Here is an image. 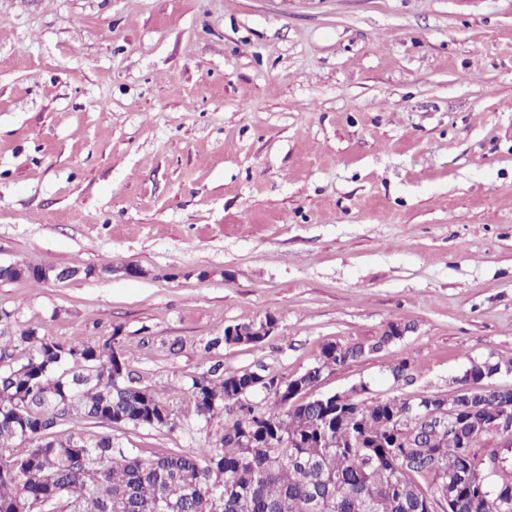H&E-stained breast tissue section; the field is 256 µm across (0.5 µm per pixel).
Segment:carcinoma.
<instances>
[{"instance_id":"obj_1","label":"carcinoma","mask_w":512,"mask_h":512,"mask_svg":"<svg viewBox=\"0 0 512 512\" xmlns=\"http://www.w3.org/2000/svg\"><path fill=\"white\" fill-rule=\"evenodd\" d=\"M31 266L9 264L0 279L37 280ZM402 324L391 323L371 345L327 346L321 361L343 366L398 340ZM24 358H18V354ZM80 359L95 366L92 378L65 368ZM0 512L19 502H40L55 512H424L425 495L446 481L455 491L451 512H512L491 493L512 487V461L486 446L496 411L484 381L512 360H470L455 380L454 394L440 399L453 411L449 428L425 431L430 415L405 398H364L350 426L345 410L352 395L330 406L311 402L287 411L273 393L263 410L246 402L247 422L225 420L220 445L141 459L112 447V435L87 440L70 431L55 439L46 432L79 417L145 426L164 403L125 380L112 363V346L92 339L53 343L30 330L0 335ZM215 366L192 382L196 415L206 423L224 411L257 371L243 369L214 380ZM173 420L156 421L170 427ZM27 448L14 453L15 443ZM490 473L476 484L477 472Z\"/></svg>"}]
</instances>
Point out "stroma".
I'll use <instances>...</instances> for the list:
<instances>
[{"mask_svg":"<svg viewBox=\"0 0 512 512\" xmlns=\"http://www.w3.org/2000/svg\"><path fill=\"white\" fill-rule=\"evenodd\" d=\"M10 263L91 268L0 282V334L111 340L174 427L60 430L143 459L214 445L212 366L291 378L393 322L314 395H453L512 358V0H0ZM266 322H272L270 319H266ZM273 323V322H272ZM266 324L265 322H261V325L259 327H255L251 331H244L239 330L235 331V329L242 328V329H248L253 323H244V324H236L233 325L235 329H232L229 333V336L227 335L228 330L231 328V326H227L224 329V344H230V343H239V344H259L264 341L266 336H269L274 329V325ZM246 342V343H241ZM234 344V345H239ZM408 329L406 326L402 327L401 323H390L384 333L380 336L379 340L371 345H358L348 348L338 346H327L322 351L321 361L324 364L333 362L332 366H344L350 360L361 357L366 353L376 352L389 345L390 343L399 340L403 337L396 336L400 334L401 330Z\"/></svg>","mask_w":512,"mask_h":512,"instance_id":"stroma-1","label":"stroma"}]
</instances>
